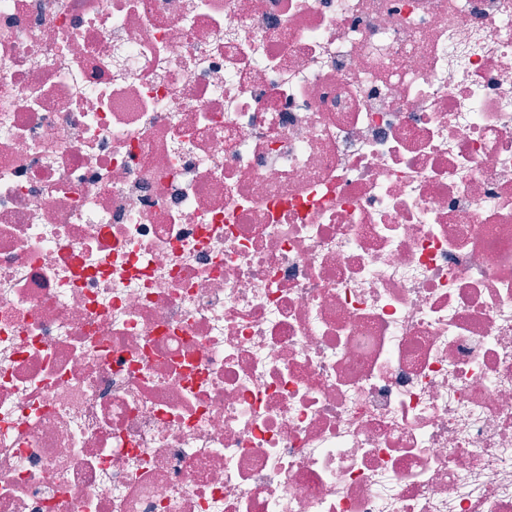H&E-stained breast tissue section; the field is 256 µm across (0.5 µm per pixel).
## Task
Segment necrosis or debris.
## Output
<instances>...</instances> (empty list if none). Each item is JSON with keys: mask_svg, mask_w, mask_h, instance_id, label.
Here are the masks:
<instances>
[{"mask_svg": "<svg viewBox=\"0 0 512 512\" xmlns=\"http://www.w3.org/2000/svg\"><path fill=\"white\" fill-rule=\"evenodd\" d=\"M0 512H512V0H0Z\"/></svg>", "mask_w": 512, "mask_h": 512, "instance_id": "necrosis-or-debris-1", "label": "necrosis or debris"}]
</instances>
